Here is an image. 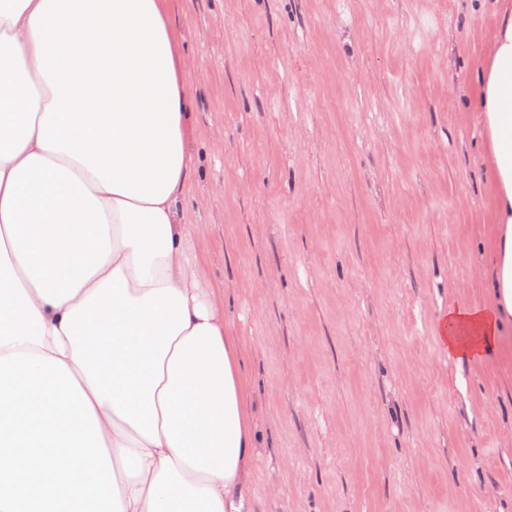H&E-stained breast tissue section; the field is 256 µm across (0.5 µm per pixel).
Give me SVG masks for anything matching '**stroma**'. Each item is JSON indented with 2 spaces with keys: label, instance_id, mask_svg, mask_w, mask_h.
<instances>
[{
  "label": "stroma",
  "instance_id": "obj_1",
  "mask_svg": "<svg viewBox=\"0 0 512 512\" xmlns=\"http://www.w3.org/2000/svg\"><path fill=\"white\" fill-rule=\"evenodd\" d=\"M169 6L192 61L181 206L245 344L252 512H512V335L459 362L433 333L484 302L497 245L465 102L490 8Z\"/></svg>",
  "mask_w": 512,
  "mask_h": 512
}]
</instances>
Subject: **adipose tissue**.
I'll return each mask as SVG.
<instances>
[{
    "mask_svg": "<svg viewBox=\"0 0 512 512\" xmlns=\"http://www.w3.org/2000/svg\"><path fill=\"white\" fill-rule=\"evenodd\" d=\"M467 106L491 162L488 301L449 358L512 322V8ZM189 61L167 0H0V512H245L259 452L243 346L179 202Z\"/></svg>",
    "mask_w": 512,
    "mask_h": 512,
    "instance_id": "obj_1",
    "label": "adipose tissue"
}]
</instances>
